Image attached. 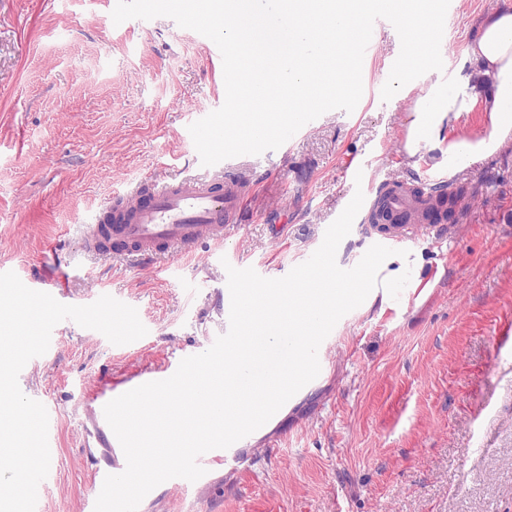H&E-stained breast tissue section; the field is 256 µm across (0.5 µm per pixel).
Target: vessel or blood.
<instances>
[{"label": "vessel or blood", "mask_w": 512, "mask_h": 512, "mask_svg": "<svg viewBox=\"0 0 512 512\" xmlns=\"http://www.w3.org/2000/svg\"><path fill=\"white\" fill-rule=\"evenodd\" d=\"M408 192L406 185L394 180L368 189L361 207L363 221H370L381 201L386 202L394 214H403ZM250 193L247 185L220 174L174 177L153 182L147 190L138 185L117 195L113 204L96 216L84 245L96 255L122 259L149 261L169 251L189 256L205 241L223 244L225 223L240 215ZM179 362V357L173 356L161 366L144 368L135 376L116 378L111 385L88 391L87 396L93 403L95 431L100 435L99 447L119 445L105 420V404L141 384L170 377ZM122 470V465L115 463L91 474V491L83 500L81 512H94L106 475Z\"/></svg>", "instance_id": "vessel-or-blood-1"}]
</instances>
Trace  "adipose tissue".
Masks as SVG:
<instances>
[{
	"label": "adipose tissue",
	"mask_w": 512,
	"mask_h": 512,
	"mask_svg": "<svg viewBox=\"0 0 512 512\" xmlns=\"http://www.w3.org/2000/svg\"><path fill=\"white\" fill-rule=\"evenodd\" d=\"M466 58L491 80L492 92L483 93L474 85L463 94L452 86L427 93L414 108V127L431 129L439 113L466 112L479 102L490 112L493 127L512 128V9L501 8L487 17L479 37L468 45Z\"/></svg>",
	"instance_id": "obj_1"
}]
</instances>
